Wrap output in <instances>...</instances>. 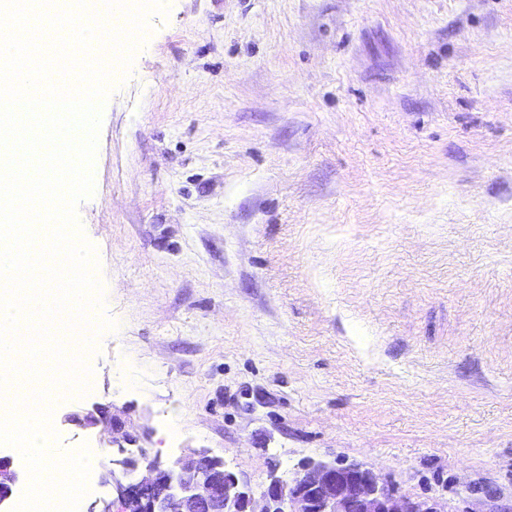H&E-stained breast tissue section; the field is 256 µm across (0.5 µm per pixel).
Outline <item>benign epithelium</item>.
Listing matches in <instances>:
<instances>
[{"label": "benign epithelium", "mask_w": 512, "mask_h": 512, "mask_svg": "<svg viewBox=\"0 0 512 512\" xmlns=\"http://www.w3.org/2000/svg\"><path fill=\"white\" fill-rule=\"evenodd\" d=\"M83 427H102L116 449L105 482L112 498L91 502L84 512H446L432 498L401 495L359 464L336 465L309 460L292 477L278 475L270 462L269 478L255 494L247 477L224 467L205 449H191L165 464L147 459L140 438L110 410L75 414ZM17 481L13 459L0 458V507L11 501Z\"/></svg>", "instance_id": "7a95c632"}]
</instances>
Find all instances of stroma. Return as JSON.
<instances>
[{
    "label": "stroma",
    "mask_w": 512,
    "mask_h": 512,
    "mask_svg": "<svg viewBox=\"0 0 512 512\" xmlns=\"http://www.w3.org/2000/svg\"><path fill=\"white\" fill-rule=\"evenodd\" d=\"M102 108L78 206L95 382L169 462L373 469L512 502V0H170Z\"/></svg>",
    "instance_id": "obj_1"
}]
</instances>
